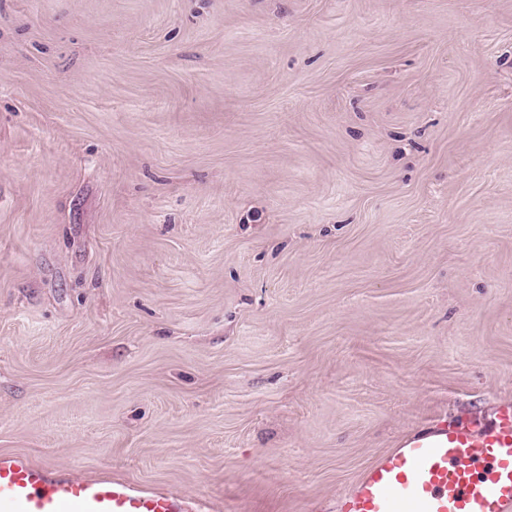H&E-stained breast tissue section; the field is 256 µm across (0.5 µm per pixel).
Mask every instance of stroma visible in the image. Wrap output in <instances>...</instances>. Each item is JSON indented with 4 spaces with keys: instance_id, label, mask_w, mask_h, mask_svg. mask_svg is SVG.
<instances>
[{
    "instance_id": "obj_1",
    "label": "stroma",
    "mask_w": 512,
    "mask_h": 512,
    "mask_svg": "<svg viewBox=\"0 0 512 512\" xmlns=\"http://www.w3.org/2000/svg\"><path fill=\"white\" fill-rule=\"evenodd\" d=\"M512 403V0H0V456L336 512Z\"/></svg>"
}]
</instances>
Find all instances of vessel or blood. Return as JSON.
Returning <instances> with one entry per match:
<instances>
[{
	"label": "vessel or blood",
	"mask_w": 512,
	"mask_h": 512,
	"mask_svg": "<svg viewBox=\"0 0 512 512\" xmlns=\"http://www.w3.org/2000/svg\"><path fill=\"white\" fill-rule=\"evenodd\" d=\"M0 512H217L213 502L109 475L75 478L0 457ZM337 512H512V404L491 426L434 418L373 462Z\"/></svg>",
	"instance_id": "vessel-or-blood-1"
}]
</instances>
